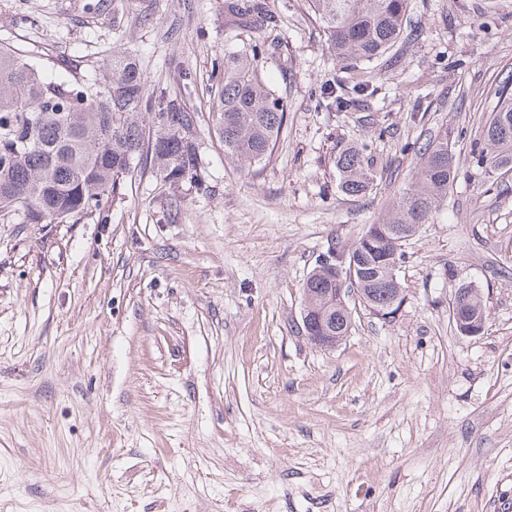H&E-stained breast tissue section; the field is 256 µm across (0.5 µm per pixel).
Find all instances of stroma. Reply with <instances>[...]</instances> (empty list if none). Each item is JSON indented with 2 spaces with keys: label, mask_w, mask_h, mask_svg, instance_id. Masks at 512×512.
<instances>
[{
  "label": "stroma",
  "mask_w": 512,
  "mask_h": 512,
  "mask_svg": "<svg viewBox=\"0 0 512 512\" xmlns=\"http://www.w3.org/2000/svg\"><path fill=\"white\" fill-rule=\"evenodd\" d=\"M224 0H0V45L90 71L113 46L148 89L201 118L206 189L124 178L79 223L0 221V512H512V171L472 151L512 73V0H409L399 42L340 73L309 0L264 74L288 124L253 171L208 117L214 68L261 40ZM373 99L328 108L324 85ZM447 138L448 200L407 242L392 318L351 299L352 330L305 337L303 285L407 189ZM373 143L377 179L337 187L339 147ZM480 289V335L449 321ZM457 288H463L465 293L460 297L453 296L454 311H458V314L466 319L473 320V323L482 321L485 315L480 289L470 283L461 284Z\"/></svg>",
  "instance_id": "stroma-1"
}]
</instances>
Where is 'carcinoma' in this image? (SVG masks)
I'll use <instances>...</instances> for the list:
<instances>
[{
  "mask_svg": "<svg viewBox=\"0 0 512 512\" xmlns=\"http://www.w3.org/2000/svg\"><path fill=\"white\" fill-rule=\"evenodd\" d=\"M335 60L346 70L383 56L403 34L408 0H311ZM225 21L240 30L273 32L280 15L266 0H224ZM268 46L254 41L224 55L212 103V121L224 156L243 170L272 155L286 124L282 97L266 83L260 64ZM473 159L480 166L512 169V93L503 92L486 120ZM200 116L183 96L147 93L136 59L121 46L99 70L83 73L47 67L21 51L0 48V218L31 224L78 222L121 195L132 165L151 170L176 191L189 182L206 188L201 158ZM338 188L361 196L376 179L368 148L336 152ZM455 180L448 138L435 137L421 152L411 188L349 249L347 288L361 301L386 310L403 290L394 277L402 247L440 210ZM341 283L316 266L302 292V312L314 316ZM453 309L475 322L484 319L480 289L461 285ZM332 333L348 336L351 311H331Z\"/></svg>",
  "mask_w": 512,
  "mask_h": 512,
  "instance_id": "obj_1",
  "label": "carcinoma"
}]
</instances>
